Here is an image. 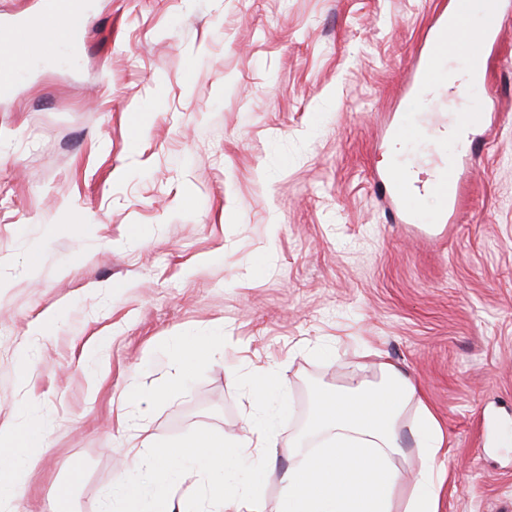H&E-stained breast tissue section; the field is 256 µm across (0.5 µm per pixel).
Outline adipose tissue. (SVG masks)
Masks as SVG:
<instances>
[{
  "label": "adipose tissue",
  "instance_id": "adipose-tissue-1",
  "mask_svg": "<svg viewBox=\"0 0 512 512\" xmlns=\"http://www.w3.org/2000/svg\"><path fill=\"white\" fill-rule=\"evenodd\" d=\"M381 369L380 383L318 399L308 432L320 443L295 445L280 476V512H439L442 428L409 377L389 363ZM407 435L422 453L410 483L390 463Z\"/></svg>",
  "mask_w": 512,
  "mask_h": 512
}]
</instances>
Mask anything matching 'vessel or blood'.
<instances>
[{
    "mask_svg": "<svg viewBox=\"0 0 512 512\" xmlns=\"http://www.w3.org/2000/svg\"><path fill=\"white\" fill-rule=\"evenodd\" d=\"M453 2L452 11L438 16L421 51L411 59L409 90L418 102L417 110L393 119L386 128L387 135L398 142L415 144L427 138L440 142L432 163V175L425 184H413L406 175L405 164L399 162L374 176L375 184L407 224L448 223L465 203L472 155L469 142L449 139L447 127L423 125L419 114L428 109L433 92L442 87L443 67L455 45L464 43L468 63L482 68L506 17L507 9L502 0H488L487 9L475 25L471 22L473 0ZM63 22L73 27L83 24L78 0H51L50 9L37 21L11 25L6 35L10 53L0 58V99L14 96L22 64L34 57L56 55L59 44L51 33Z\"/></svg>",
    "mask_w": 512,
    "mask_h": 512,
    "instance_id": "vessel-or-blood-1",
    "label": "vessel or blood"
}]
</instances>
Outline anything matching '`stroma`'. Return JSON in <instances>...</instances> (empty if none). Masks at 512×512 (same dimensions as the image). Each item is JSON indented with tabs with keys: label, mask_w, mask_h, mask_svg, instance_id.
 <instances>
[{
	"label": "stroma",
	"mask_w": 512,
	"mask_h": 512,
	"mask_svg": "<svg viewBox=\"0 0 512 512\" xmlns=\"http://www.w3.org/2000/svg\"><path fill=\"white\" fill-rule=\"evenodd\" d=\"M81 2L0 100V421L47 430L15 512H99L144 434L244 436L237 370L287 384L279 512L319 394L383 361L445 433L441 512H512V17L466 206L435 228L391 223L372 176L412 152L380 114L448 0ZM187 337L220 344L190 376Z\"/></svg>",
	"instance_id": "stroma-1"
}]
</instances>
